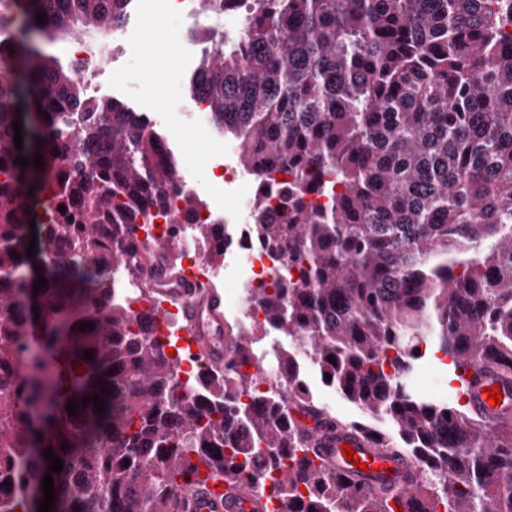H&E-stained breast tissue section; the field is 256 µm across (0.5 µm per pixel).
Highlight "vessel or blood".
Listing matches in <instances>:
<instances>
[{
  "instance_id": "1",
  "label": "vessel or blood",
  "mask_w": 512,
  "mask_h": 512,
  "mask_svg": "<svg viewBox=\"0 0 512 512\" xmlns=\"http://www.w3.org/2000/svg\"><path fill=\"white\" fill-rule=\"evenodd\" d=\"M143 277L161 304L177 301L185 323V344L195 348L197 355L207 363L223 368V296L217 290L199 287L194 274L173 277L167 264L160 259L146 268ZM465 384V398L475 414L491 423L512 418V378H504L495 369L478 368L472 370ZM492 387L501 390L500 405H490L487 399L486 391ZM304 425V439L314 449L319 463L330 472L357 479L367 486L382 479L402 487L412 484L415 472L408 459L378 450L371 442L323 417L305 419ZM347 446L357 455V462L345 458L343 449ZM180 509L181 512H275L273 504L265 498L254 497L242 490L227 491L210 483L181 495Z\"/></svg>"
}]
</instances>
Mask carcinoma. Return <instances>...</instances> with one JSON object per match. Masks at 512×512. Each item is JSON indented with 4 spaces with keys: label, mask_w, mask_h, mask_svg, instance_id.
I'll return each instance as SVG.
<instances>
[{
    "label": "carcinoma",
    "mask_w": 512,
    "mask_h": 512,
    "mask_svg": "<svg viewBox=\"0 0 512 512\" xmlns=\"http://www.w3.org/2000/svg\"><path fill=\"white\" fill-rule=\"evenodd\" d=\"M129 5L0 0V512H38L49 447L63 461L50 512H178V491L219 475L261 497L271 483L275 512H512V422L409 387L432 341L459 381L474 367L512 376V0H245L237 36L196 32L210 48L191 94L279 199L272 209L259 195L251 211L255 237L289 270L254 297L257 332L292 340L274 354L279 399L253 396L267 369L239 323L224 327V369L184 382L182 355L153 336L155 309L116 297V275L142 269L130 247L150 209L182 229L200 198L187 190L173 204L175 158L154 126L87 97L79 66L41 41L93 49ZM16 52L34 85L26 118ZM61 101L78 116L53 111ZM25 119L43 141L32 154L14 144ZM19 156L43 157L32 257ZM191 231L204 263L224 264L220 225ZM36 314L52 322L39 341L54 374L31 353ZM85 322L94 329L79 331ZM298 351L392 424L393 437L345 427L413 461L411 489L315 463L289 410L311 405ZM92 395L104 413L82 403Z\"/></svg>",
    "instance_id": "cac0c4a2"
}]
</instances>
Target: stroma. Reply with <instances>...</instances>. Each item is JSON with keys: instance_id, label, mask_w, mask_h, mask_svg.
Masks as SVG:
<instances>
[{"instance_id": "35a3bbf8", "label": "stroma", "mask_w": 512, "mask_h": 512, "mask_svg": "<svg viewBox=\"0 0 512 512\" xmlns=\"http://www.w3.org/2000/svg\"><path fill=\"white\" fill-rule=\"evenodd\" d=\"M152 0H143L132 10L123 41L113 45V65L123 73L122 79L111 74L100 75L95 83L94 97L128 106L156 126L169 140L170 148L180 166L193 169L192 183L201 199L217 207L232 206L222 183L211 181L209 174L218 164L237 163L235 140L221 136L211 121L197 114L190 94L189 81L198 64L200 45L192 39L179 37V19L170 11L153 12ZM156 13V22H149V13ZM177 51L180 63L171 67L170 51ZM306 379L315 391L314 403L336 420H362L358 407L326 385L317 370H309ZM415 390L432 399L448 402L454 396L447 366L433 357H426L421 372L413 379Z\"/></svg>"}]
</instances>
